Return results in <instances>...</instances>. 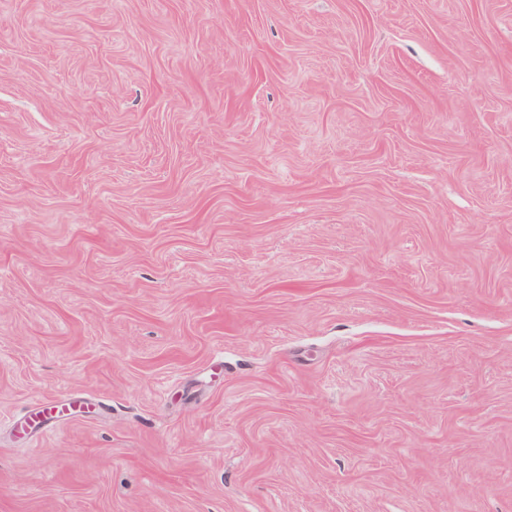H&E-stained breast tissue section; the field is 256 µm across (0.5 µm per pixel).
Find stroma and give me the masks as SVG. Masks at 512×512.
I'll return each instance as SVG.
<instances>
[{"label": "stroma", "mask_w": 512, "mask_h": 512, "mask_svg": "<svg viewBox=\"0 0 512 512\" xmlns=\"http://www.w3.org/2000/svg\"><path fill=\"white\" fill-rule=\"evenodd\" d=\"M0 512H512V0H0Z\"/></svg>", "instance_id": "stroma-1"}]
</instances>
